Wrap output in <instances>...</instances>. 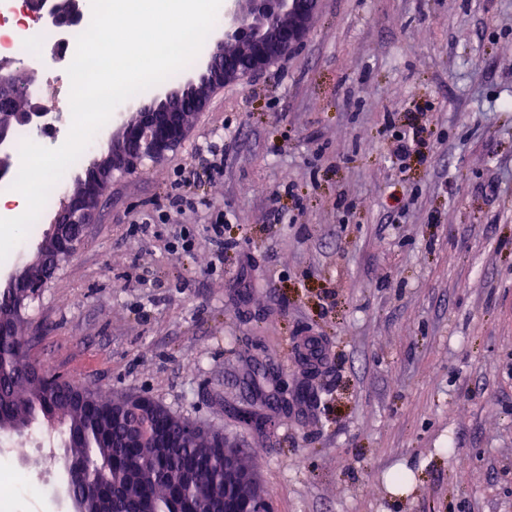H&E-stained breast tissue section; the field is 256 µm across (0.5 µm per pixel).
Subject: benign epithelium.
Returning a JSON list of instances; mask_svg holds the SVG:
<instances>
[{"mask_svg":"<svg viewBox=\"0 0 512 512\" xmlns=\"http://www.w3.org/2000/svg\"><path fill=\"white\" fill-rule=\"evenodd\" d=\"M318 0H228L224 24L218 29L210 56L199 75L167 89L143 104L134 117L112 133L111 150L87 176L81 193L68 195L52 221L35 257L7 278L14 291L32 294L54 264L76 249L79 231L99 207L100 182L116 173H129L145 159L164 161L187 132L188 115L201 110L213 88L245 83L271 62L287 57L307 37ZM33 10L56 28L67 27L81 13L82 0H32ZM48 111L33 83L27 82L26 105L0 123V178L14 164L12 122L36 124ZM151 405L143 396H129L112 405V425L127 432L139 448H164L166 435L145 433Z\"/></svg>","mask_w":512,"mask_h":512,"instance_id":"benign-epithelium-1","label":"benign epithelium"}]
</instances>
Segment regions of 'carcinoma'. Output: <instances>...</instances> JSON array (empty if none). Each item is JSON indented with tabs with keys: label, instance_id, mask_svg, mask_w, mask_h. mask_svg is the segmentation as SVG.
<instances>
[{
	"label": "carcinoma",
	"instance_id": "1",
	"mask_svg": "<svg viewBox=\"0 0 512 512\" xmlns=\"http://www.w3.org/2000/svg\"><path fill=\"white\" fill-rule=\"evenodd\" d=\"M16 314L10 292L0 291L5 330H11L10 317ZM26 348L21 335L0 337V426L34 416L64 425L69 458L84 463L76 492L85 512H191L201 497L213 501L216 512L249 503V488L224 497V447L217 434L199 427V441L186 440L182 431L190 422L159 404L153 407L152 425L167 432L175 447L148 449L158 480L142 481L140 449L120 447V438L112 433V404L118 398L75 384L59 391L49 388L41 370L28 361Z\"/></svg>",
	"mask_w": 512,
	"mask_h": 512
}]
</instances>
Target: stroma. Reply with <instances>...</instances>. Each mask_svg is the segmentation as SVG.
<instances>
[{
	"instance_id": "obj_1",
	"label": "stroma",
	"mask_w": 512,
	"mask_h": 512,
	"mask_svg": "<svg viewBox=\"0 0 512 512\" xmlns=\"http://www.w3.org/2000/svg\"><path fill=\"white\" fill-rule=\"evenodd\" d=\"M150 98L114 110L62 194ZM178 167L197 177L173 206ZM101 198L25 311L43 372L222 432L275 512H512V0H319L301 49L215 90ZM219 215L238 242L220 265ZM310 338L320 402L241 423L253 366L300 390ZM47 445L35 424L0 453L31 488L9 512H62Z\"/></svg>"
}]
</instances>
